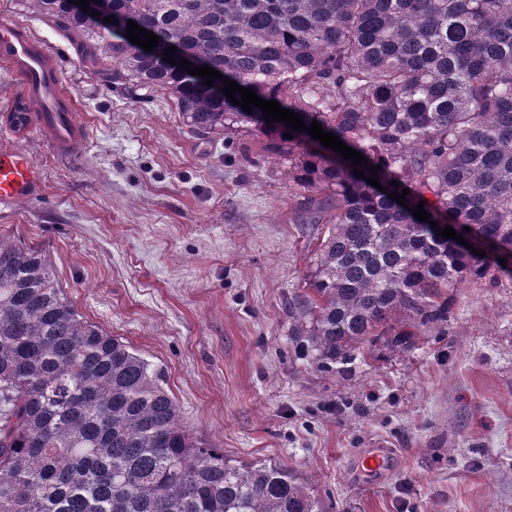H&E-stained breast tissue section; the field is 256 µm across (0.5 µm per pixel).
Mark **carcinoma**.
Returning a JSON list of instances; mask_svg holds the SVG:
<instances>
[{
    "instance_id": "obj_1",
    "label": "carcinoma",
    "mask_w": 512,
    "mask_h": 512,
    "mask_svg": "<svg viewBox=\"0 0 512 512\" xmlns=\"http://www.w3.org/2000/svg\"><path fill=\"white\" fill-rule=\"evenodd\" d=\"M29 6L103 81L169 95L198 135L253 131L266 156L288 162L295 223L326 226L293 300L294 335L322 371L448 322L467 282L492 271L512 281V0H111L123 24L159 36L150 56L69 0ZM172 45L191 66L320 123L381 167L388 192L306 129L287 139L288 124L172 66ZM405 188L403 207L389 194ZM421 201L428 222L410 212ZM0 512L326 506L281 465L207 447L162 371L85 320L39 251L0 236Z\"/></svg>"
}]
</instances>
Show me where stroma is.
Here are the masks:
<instances>
[{"label": "stroma", "instance_id": "35a3bbf8", "mask_svg": "<svg viewBox=\"0 0 512 512\" xmlns=\"http://www.w3.org/2000/svg\"><path fill=\"white\" fill-rule=\"evenodd\" d=\"M2 24L54 54L87 134L67 154L19 136L0 64V148L45 177L0 206V235L41 251L81 315L161 369L195 435L283 465L333 512H512V284H465L447 325L321 373L289 306L319 230L294 223L284 166L250 134L192 133L169 96L105 85L25 0H0Z\"/></svg>", "mask_w": 512, "mask_h": 512}]
</instances>
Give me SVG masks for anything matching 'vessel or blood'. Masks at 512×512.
<instances>
[{
  "mask_svg": "<svg viewBox=\"0 0 512 512\" xmlns=\"http://www.w3.org/2000/svg\"><path fill=\"white\" fill-rule=\"evenodd\" d=\"M0 63L20 81L21 98L37 104L44 114L40 124L54 149L64 150L82 140L84 129L72 118L74 102L52 110L62 93L61 75L46 48L21 30L0 27ZM44 184L41 169L22 151L0 149V205L38 196Z\"/></svg>",
  "mask_w": 512,
  "mask_h": 512,
  "instance_id": "b4317fda",
  "label": "vessel or blood"
}]
</instances>
